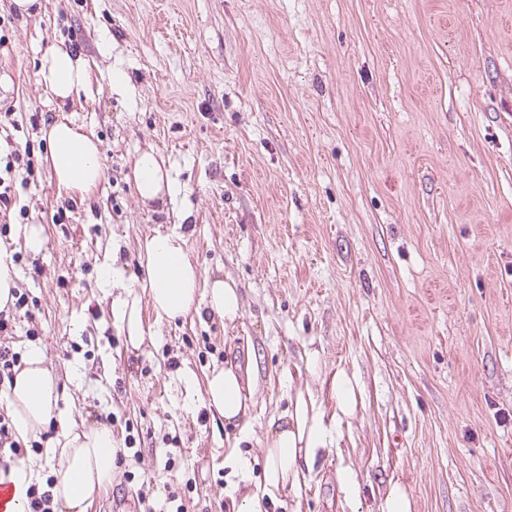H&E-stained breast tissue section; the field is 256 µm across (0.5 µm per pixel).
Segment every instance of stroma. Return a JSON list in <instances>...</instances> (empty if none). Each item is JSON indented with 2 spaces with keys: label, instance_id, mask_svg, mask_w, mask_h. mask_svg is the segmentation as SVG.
<instances>
[{
  "label": "stroma",
  "instance_id": "35a3bbf8",
  "mask_svg": "<svg viewBox=\"0 0 512 512\" xmlns=\"http://www.w3.org/2000/svg\"><path fill=\"white\" fill-rule=\"evenodd\" d=\"M0 20V100L34 161L26 213L0 229L28 310L0 343L40 350L60 408L125 445L88 512H233L262 480L271 417L301 395L331 418L341 371L359 392L337 446L265 512H385L396 484L411 512H512V0H36L28 16L0 0ZM59 45L94 75L60 110L35 78ZM64 118L103 150L83 197L58 194L46 161L42 131ZM150 147L176 181L165 205L127 181ZM159 227L237 283L236 322L156 315L141 245ZM134 297L136 349L112 316ZM248 361L241 429L178 382ZM59 433L25 457L38 484L64 468Z\"/></svg>",
  "mask_w": 512,
  "mask_h": 512
}]
</instances>
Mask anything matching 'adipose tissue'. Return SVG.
<instances>
[{
  "label": "adipose tissue",
  "instance_id": "obj_1",
  "mask_svg": "<svg viewBox=\"0 0 512 512\" xmlns=\"http://www.w3.org/2000/svg\"><path fill=\"white\" fill-rule=\"evenodd\" d=\"M48 102L64 105L75 96L91 95L93 78L85 58L61 47L43 53L35 73ZM48 166L58 189L82 195L91 193L104 175L101 148L93 135L71 120L54 122L45 132ZM131 186L142 202L172 197L174 184L156 151L138 153L130 175ZM145 277L142 281L154 311L177 319L207 307L226 322L240 316V294L234 281L204 277L191 261L184 236L176 231H155L144 241ZM59 380L47 367L39 350H30L23 367L9 387L7 406L17 440L36 438L53 418L59 417ZM252 390L236 365L212 370L206 378L204 402L226 423L245 420ZM61 420L56 444L65 468L54 484L55 502L65 512H87L95 495L111 484L115 469L112 430L106 425L88 426ZM263 479L247 497L243 512H260L264 497L291 487L300 488L301 463H312L317 449L333 445L335 437L323 418L297 397L289 417L271 423Z\"/></svg>",
  "mask_w": 512,
  "mask_h": 512
}]
</instances>
